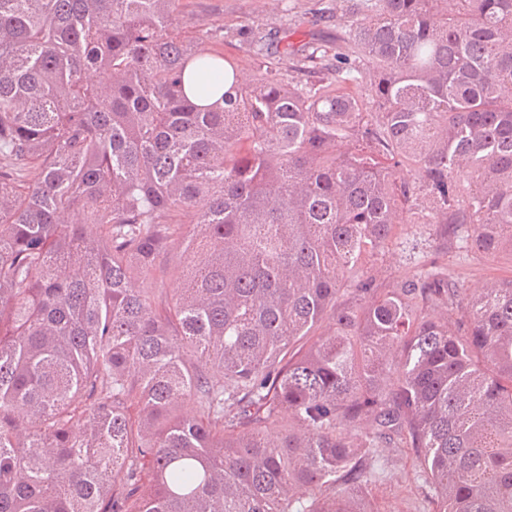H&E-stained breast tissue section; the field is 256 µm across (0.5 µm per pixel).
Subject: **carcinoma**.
Instances as JSON below:
<instances>
[{
	"label": "carcinoma",
	"mask_w": 512,
	"mask_h": 512,
	"mask_svg": "<svg viewBox=\"0 0 512 512\" xmlns=\"http://www.w3.org/2000/svg\"><path fill=\"white\" fill-rule=\"evenodd\" d=\"M179 6L0 0V512H377L389 446L512 512V279L368 271L512 249V0H336L288 84ZM409 233V245L417 244L428 251V257L448 273L449 279L460 288L470 290L481 288L492 280L512 279V252L504 248L490 255L483 252H471L465 258H458L449 239L448 243L440 236V224L427 226H403ZM408 251L401 252L390 248L377 261L373 268V274L378 284L389 285L405 280L413 274V268L409 265Z\"/></svg>",
	"instance_id": "cac0c4a2"
}]
</instances>
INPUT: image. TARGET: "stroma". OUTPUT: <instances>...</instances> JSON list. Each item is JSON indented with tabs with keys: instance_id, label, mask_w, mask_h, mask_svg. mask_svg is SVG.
<instances>
[{
	"instance_id": "stroma-1",
	"label": "stroma",
	"mask_w": 512,
	"mask_h": 512,
	"mask_svg": "<svg viewBox=\"0 0 512 512\" xmlns=\"http://www.w3.org/2000/svg\"><path fill=\"white\" fill-rule=\"evenodd\" d=\"M316 0H181L180 9L189 27H172V35H199V48L218 51L233 58L245 78L259 71L260 58L251 45L239 40L237 30L249 29L286 36L293 25L313 33L323 49L335 53L336 24L320 21L314 12ZM410 243L427 251L460 287L481 288L492 280L512 279V250L494 254L472 252L458 257L454 247L440 235L436 224L412 226ZM386 469L373 492L379 512H426L428 504L416 477L417 462L410 450L384 448L380 451Z\"/></svg>"
}]
</instances>
